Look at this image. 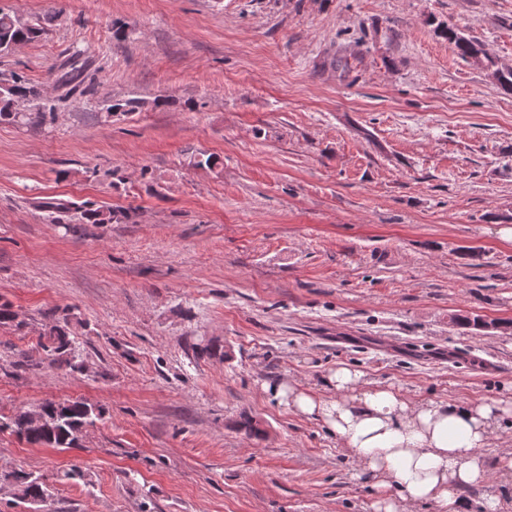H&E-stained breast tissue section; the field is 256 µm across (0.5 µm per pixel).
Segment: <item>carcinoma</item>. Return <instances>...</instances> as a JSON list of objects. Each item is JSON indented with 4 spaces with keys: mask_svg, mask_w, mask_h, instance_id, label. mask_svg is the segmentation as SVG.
Listing matches in <instances>:
<instances>
[{
    "mask_svg": "<svg viewBox=\"0 0 512 512\" xmlns=\"http://www.w3.org/2000/svg\"><path fill=\"white\" fill-rule=\"evenodd\" d=\"M439 37L448 41L457 54L467 60L476 55L481 56L484 68L497 73V84L504 90L512 91V69L502 68L488 54L483 44L474 38L466 36L461 28L453 23L440 22L436 26ZM44 34V26L40 23L23 21L16 16L0 12V41L6 39L15 43L33 42ZM40 96L39 89L25 80L13 78V87L0 92V121L13 120L17 113L13 112V99L24 98L34 100ZM141 101L135 99L115 100L110 106L114 114L128 115L138 111ZM72 203L62 200L44 201L42 207L53 214L56 224H65L66 214L71 212ZM81 218L90 224H112L122 217V214L110 207L85 204L81 206ZM452 323L463 330H478L486 327V322L469 311H461L451 317ZM40 347L50 363L59 367H67L72 372H78L82 367L78 346L72 338L69 320L65 319L52 325L43 334ZM42 407L49 420L54 424L51 430H40L33 427L22 411L0 421V432L8 431L17 438L32 446H49L52 448H80L86 437L88 428L104 416L101 407L83 399L65 400L61 402L46 401ZM16 482L18 499L28 502L42 500L47 496V484L42 476L23 469L13 473Z\"/></svg>",
    "mask_w": 512,
    "mask_h": 512,
    "instance_id": "cac0c4a2",
    "label": "carcinoma"
}]
</instances>
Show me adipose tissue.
<instances>
[{
	"label": "adipose tissue",
	"mask_w": 512,
	"mask_h": 512,
	"mask_svg": "<svg viewBox=\"0 0 512 512\" xmlns=\"http://www.w3.org/2000/svg\"><path fill=\"white\" fill-rule=\"evenodd\" d=\"M330 381L332 400L294 384L272 393L294 411L322 418L350 448L356 477L373 479L379 493L374 512H407L423 502L462 512V492L487 480L479 450L512 416V401L412 403L394 386H371L345 366Z\"/></svg>",
	"instance_id": "adipose-tissue-1"
}]
</instances>
